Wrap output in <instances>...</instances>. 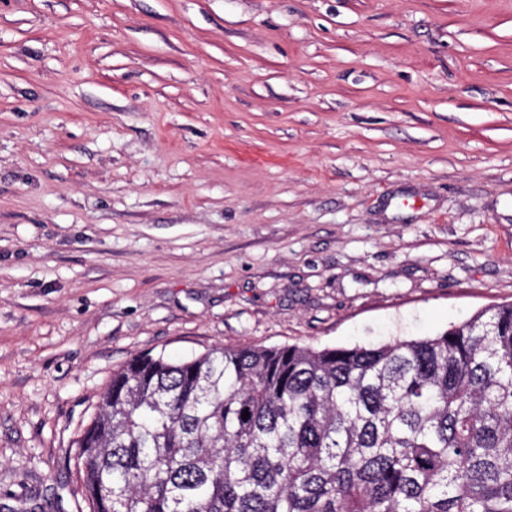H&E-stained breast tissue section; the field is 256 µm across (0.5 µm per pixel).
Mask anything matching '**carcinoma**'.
I'll return each mask as SVG.
<instances>
[{"label":"carcinoma","instance_id":"cac0c4a2","mask_svg":"<svg viewBox=\"0 0 512 512\" xmlns=\"http://www.w3.org/2000/svg\"><path fill=\"white\" fill-rule=\"evenodd\" d=\"M73 446L77 512H512V303L381 345L139 355Z\"/></svg>","mask_w":512,"mask_h":512}]
</instances>
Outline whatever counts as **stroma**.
<instances>
[{"label":"stroma","instance_id":"stroma-1","mask_svg":"<svg viewBox=\"0 0 512 512\" xmlns=\"http://www.w3.org/2000/svg\"><path fill=\"white\" fill-rule=\"evenodd\" d=\"M512 302V0H0V512L142 354Z\"/></svg>","mask_w":512,"mask_h":512}]
</instances>
